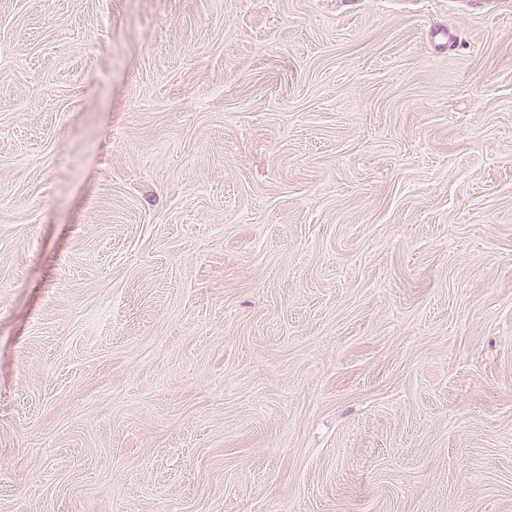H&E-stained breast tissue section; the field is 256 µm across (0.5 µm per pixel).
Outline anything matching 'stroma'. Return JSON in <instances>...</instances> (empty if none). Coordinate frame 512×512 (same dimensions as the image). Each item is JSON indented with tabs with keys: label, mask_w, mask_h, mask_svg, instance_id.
Listing matches in <instances>:
<instances>
[{
	"label": "stroma",
	"mask_w": 512,
	"mask_h": 512,
	"mask_svg": "<svg viewBox=\"0 0 512 512\" xmlns=\"http://www.w3.org/2000/svg\"><path fill=\"white\" fill-rule=\"evenodd\" d=\"M0 512H512V0H0Z\"/></svg>",
	"instance_id": "stroma-1"
}]
</instances>
